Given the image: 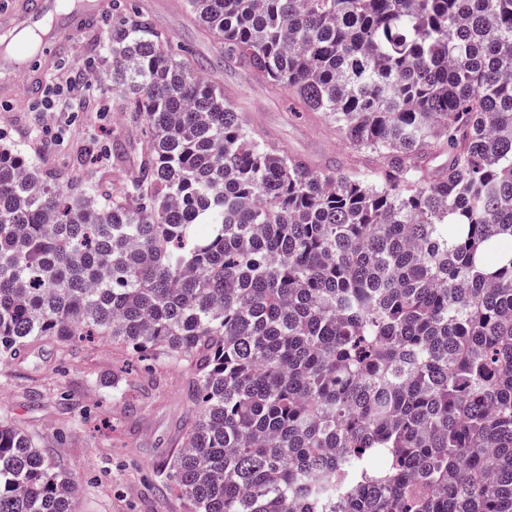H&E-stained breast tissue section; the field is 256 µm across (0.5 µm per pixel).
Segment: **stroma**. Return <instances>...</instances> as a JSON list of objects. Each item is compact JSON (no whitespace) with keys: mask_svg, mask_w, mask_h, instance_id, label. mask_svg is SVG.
Segmentation results:
<instances>
[{"mask_svg":"<svg viewBox=\"0 0 512 512\" xmlns=\"http://www.w3.org/2000/svg\"><path fill=\"white\" fill-rule=\"evenodd\" d=\"M139 2L189 58L207 65L211 78L241 105L246 122L270 141L323 170L357 158L328 119L296 111L287 91L225 63L219 40L197 29L185 0ZM111 31V15L102 16L76 36L45 79L54 84L95 61L98 80L86 94L84 110L45 112L18 91L15 99L0 100V144L45 173L71 183L96 181L117 195L138 168L143 136L135 113L126 111L108 79L112 53L105 38ZM48 128L58 132L55 142L46 141ZM120 371L134 382L121 395L107 383ZM140 375L126 351L100 338L64 356L47 337L21 361L0 363V409L44 437V455L79 484L81 512H189L175 492L162 489L165 464L188 414L181 381L174 372L154 384L140 382Z\"/></svg>","mask_w":512,"mask_h":512,"instance_id":"35a3bbf8","label":"stroma"}]
</instances>
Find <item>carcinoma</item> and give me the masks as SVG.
<instances>
[{
	"label": "carcinoma",
	"instance_id": "carcinoma-1",
	"mask_svg": "<svg viewBox=\"0 0 512 512\" xmlns=\"http://www.w3.org/2000/svg\"><path fill=\"white\" fill-rule=\"evenodd\" d=\"M187 6L376 167L272 143L112 0L147 147L112 198L0 145V362L102 336L178 369L190 512H512V0ZM41 448L0 414V512H80Z\"/></svg>",
	"mask_w": 512,
	"mask_h": 512
}]
</instances>
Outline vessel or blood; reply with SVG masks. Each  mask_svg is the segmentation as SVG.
I'll return each mask as SVG.
<instances>
[{"label": "vessel or blood", "instance_id": "b4317fda", "mask_svg": "<svg viewBox=\"0 0 512 512\" xmlns=\"http://www.w3.org/2000/svg\"><path fill=\"white\" fill-rule=\"evenodd\" d=\"M103 14L100 0H15L0 10V35L8 41L0 48V99L15 96L21 86L27 93H38L44 73L52 67L50 56L25 49L27 38L39 37L44 48L65 49Z\"/></svg>", "mask_w": 512, "mask_h": 512}]
</instances>
